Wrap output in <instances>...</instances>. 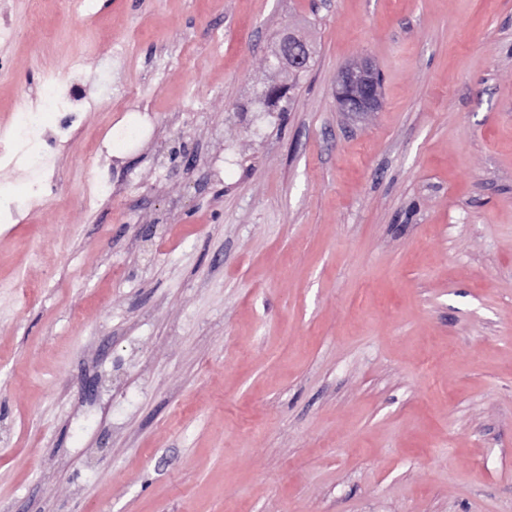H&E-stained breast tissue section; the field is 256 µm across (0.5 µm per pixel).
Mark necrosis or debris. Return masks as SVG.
<instances>
[{
    "label": "necrosis or debris",
    "instance_id": "4bbe7bcc",
    "mask_svg": "<svg viewBox=\"0 0 512 512\" xmlns=\"http://www.w3.org/2000/svg\"><path fill=\"white\" fill-rule=\"evenodd\" d=\"M83 98L70 67L44 74L36 92L22 90L18 121L0 130L5 173L48 179L55 156L74 145V129L85 110Z\"/></svg>",
    "mask_w": 512,
    "mask_h": 512
}]
</instances>
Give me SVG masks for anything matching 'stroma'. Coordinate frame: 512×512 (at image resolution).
Segmentation results:
<instances>
[{"label":"stroma","mask_w":512,"mask_h":512,"mask_svg":"<svg viewBox=\"0 0 512 512\" xmlns=\"http://www.w3.org/2000/svg\"><path fill=\"white\" fill-rule=\"evenodd\" d=\"M90 4L0 0V125L75 60L96 103L0 177V512H512V0ZM313 56L314 47L311 42L295 29L288 28L276 53L263 60L262 68L270 78L263 92L268 91L267 96L273 101L282 98L293 80L310 68ZM336 104L340 112L355 116L379 112L380 77L369 59L359 58L341 69L336 81Z\"/></svg>","instance_id":"1"}]
</instances>
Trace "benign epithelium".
<instances>
[{
  "label": "benign epithelium",
  "instance_id": "7a95c632",
  "mask_svg": "<svg viewBox=\"0 0 512 512\" xmlns=\"http://www.w3.org/2000/svg\"><path fill=\"white\" fill-rule=\"evenodd\" d=\"M313 56L311 42L295 29H288L276 53L263 60L262 68L270 78L264 86L268 98L273 101L282 98L293 80L310 68ZM336 104L340 111L355 116L380 110V77L369 59L359 58L341 69L336 81Z\"/></svg>",
  "mask_w": 512,
  "mask_h": 512
}]
</instances>
